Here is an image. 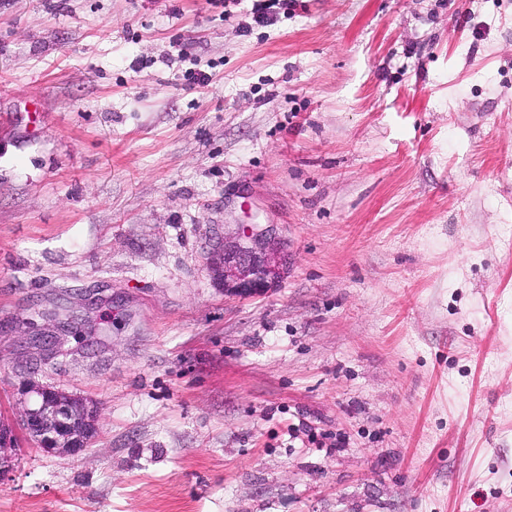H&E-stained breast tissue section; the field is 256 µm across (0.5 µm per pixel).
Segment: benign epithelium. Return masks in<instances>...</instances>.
I'll return each instance as SVG.
<instances>
[{
	"label": "benign epithelium",
	"mask_w": 512,
	"mask_h": 512,
	"mask_svg": "<svg viewBox=\"0 0 512 512\" xmlns=\"http://www.w3.org/2000/svg\"><path fill=\"white\" fill-rule=\"evenodd\" d=\"M209 267L228 296L264 294L278 287L288 273V250L273 230L242 224L236 235L215 245ZM19 416L37 445L60 457L82 453L100 420L93 402L35 382L22 389Z\"/></svg>",
	"instance_id": "benign-epithelium-1"
}]
</instances>
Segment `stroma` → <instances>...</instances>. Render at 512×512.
Returning <instances> with one entry per match:
<instances>
[{"label":"stroma","instance_id":"35a3bbf8","mask_svg":"<svg viewBox=\"0 0 512 512\" xmlns=\"http://www.w3.org/2000/svg\"><path fill=\"white\" fill-rule=\"evenodd\" d=\"M253 223L288 273L225 296ZM30 380L101 433L18 434L0 512H512V0H0ZM242 224L215 245L208 258L228 296H252L277 288L288 273V250L272 229Z\"/></svg>","mask_w":512,"mask_h":512}]
</instances>
